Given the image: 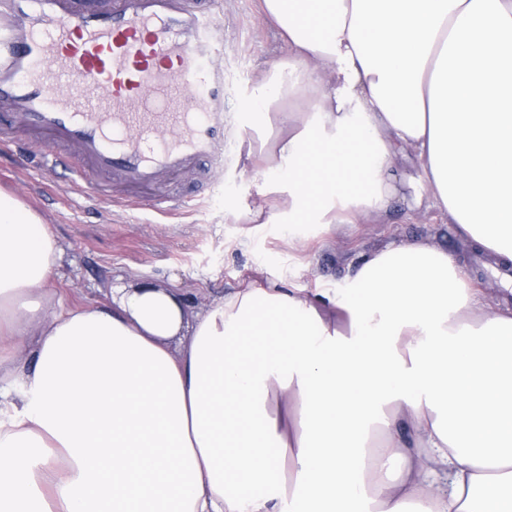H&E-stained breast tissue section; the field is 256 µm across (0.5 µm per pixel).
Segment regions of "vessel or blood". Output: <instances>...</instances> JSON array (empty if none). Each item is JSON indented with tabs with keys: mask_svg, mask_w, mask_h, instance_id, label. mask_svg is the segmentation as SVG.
<instances>
[{
	"mask_svg": "<svg viewBox=\"0 0 512 512\" xmlns=\"http://www.w3.org/2000/svg\"><path fill=\"white\" fill-rule=\"evenodd\" d=\"M216 0H0V105L12 141L74 165L86 194L169 196L165 177L220 156L224 42ZM202 86L195 94L194 86Z\"/></svg>",
	"mask_w": 512,
	"mask_h": 512,
	"instance_id": "b4317fda",
	"label": "vessel or blood"
}]
</instances>
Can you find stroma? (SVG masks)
<instances>
[{
    "mask_svg": "<svg viewBox=\"0 0 512 512\" xmlns=\"http://www.w3.org/2000/svg\"><path fill=\"white\" fill-rule=\"evenodd\" d=\"M218 10L229 133L223 158L171 176L170 190L180 206L163 212L118 209L105 194H79L66 170L37 174L13 145L0 148V188L35 209L65 249V261L50 282L58 295L70 304L107 306L113 289L148 281L177 292L189 311L199 312L214 295L251 283L304 295L332 293L373 250L425 241L467 256L471 287L486 301L505 300L484 257L470 254L457 225L433 210L412 212L398 203L369 223L330 233L317 224L252 223L234 216V209L253 208L268 186L284 179L277 171L251 170L240 134L244 100L254 97L262 73L287 58L288 48L266 19L261 0H219Z\"/></svg>",
    "mask_w": 512,
    "mask_h": 512,
    "instance_id": "stroma-1",
    "label": "stroma"
}]
</instances>
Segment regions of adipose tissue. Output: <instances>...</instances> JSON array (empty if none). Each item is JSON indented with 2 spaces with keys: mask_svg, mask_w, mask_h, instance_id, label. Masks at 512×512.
I'll return each mask as SVG.
<instances>
[{
  "mask_svg": "<svg viewBox=\"0 0 512 512\" xmlns=\"http://www.w3.org/2000/svg\"><path fill=\"white\" fill-rule=\"evenodd\" d=\"M288 57L247 158L292 224L394 201L512 264V0H262ZM417 175L405 180L397 160ZM64 251L0 189V512H512V305L426 242L347 289L63 306Z\"/></svg>",
  "mask_w": 512,
  "mask_h": 512,
  "instance_id": "adipose-tissue-1",
  "label": "adipose tissue"
}]
</instances>
